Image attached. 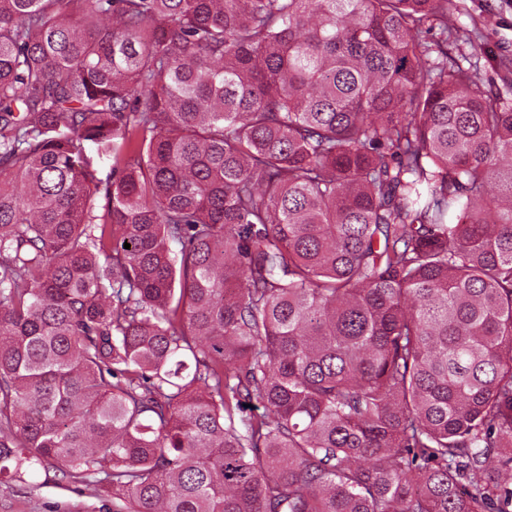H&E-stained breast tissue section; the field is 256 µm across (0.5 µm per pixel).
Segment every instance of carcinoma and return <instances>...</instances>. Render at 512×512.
<instances>
[{
    "mask_svg": "<svg viewBox=\"0 0 512 512\" xmlns=\"http://www.w3.org/2000/svg\"><path fill=\"white\" fill-rule=\"evenodd\" d=\"M456 23L0 0V479L512 512V98Z\"/></svg>",
    "mask_w": 512,
    "mask_h": 512,
    "instance_id": "carcinoma-1",
    "label": "carcinoma"
}]
</instances>
